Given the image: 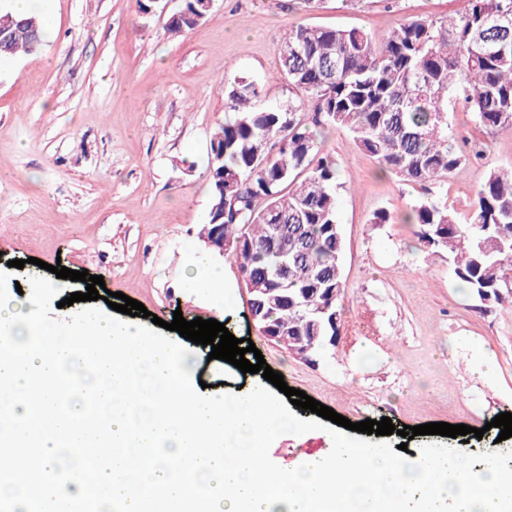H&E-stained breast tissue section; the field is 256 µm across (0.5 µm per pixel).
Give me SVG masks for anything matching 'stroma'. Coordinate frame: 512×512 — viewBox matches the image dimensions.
<instances>
[{
  "mask_svg": "<svg viewBox=\"0 0 512 512\" xmlns=\"http://www.w3.org/2000/svg\"><path fill=\"white\" fill-rule=\"evenodd\" d=\"M284 0H214L206 20L180 36L179 7L140 13L136 0H52L43 47L0 62V270L29 287L41 263L103 277L153 318L215 319L248 338L288 386L354 422L391 418L396 428L430 422L482 429L453 439L469 453L512 451L484 425L512 413V306L479 310L452 276L447 252L419 243L402 222L423 188L380 172L340 126L318 129L336 162L338 219L347 283L340 338L318 367L264 340L248 315L237 265L207 257L222 295L183 288L198 231L208 221L210 140L224 121V85L244 77L263 104L301 102L278 80L279 49L298 26L382 33L405 19H443L466 0H325L309 13ZM448 141L463 155L447 180L448 204L466 212L488 171L512 166V134L479 126L464 98L448 102ZM387 211L389 223L372 218ZM198 350L196 376L232 394L250 374ZM327 432L284 434L270 447L280 467L329 448Z\"/></svg>",
  "mask_w": 512,
  "mask_h": 512,
  "instance_id": "35a3bbf8",
  "label": "stroma"
}]
</instances>
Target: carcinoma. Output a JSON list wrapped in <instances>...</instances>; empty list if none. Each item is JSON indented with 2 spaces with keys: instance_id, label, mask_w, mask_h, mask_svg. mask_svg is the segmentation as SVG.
<instances>
[{
  "instance_id": "cac0c4a2",
  "label": "carcinoma",
  "mask_w": 512,
  "mask_h": 512,
  "mask_svg": "<svg viewBox=\"0 0 512 512\" xmlns=\"http://www.w3.org/2000/svg\"><path fill=\"white\" fill-rule=\"evenodd\" d=\"M209 0H181L167 31L201 24ZM0 58L37 51V15L0 11ZM280 78L303 90L311 123L347 129L382 171L424 187L446 181L461 162L448 144V95L463 90L479 123L512 132V0H468L444 21L414 17L381 34L299 25L280 48ZM262 88L240 78L224 87L230 116L210 141L208 223L222 224L225 255L249 279L250 306L264 336L314 366L330 325L314 312H340L346 295L344 238L338 222L335 161L293 103L266 107ZM407 223L423 246L444 250L454 278L482 307L512 299V167L489 171L469 210L426 192ZM280 225L288 241V290L276 268Z\"/></svg>"
}]
</instances>
